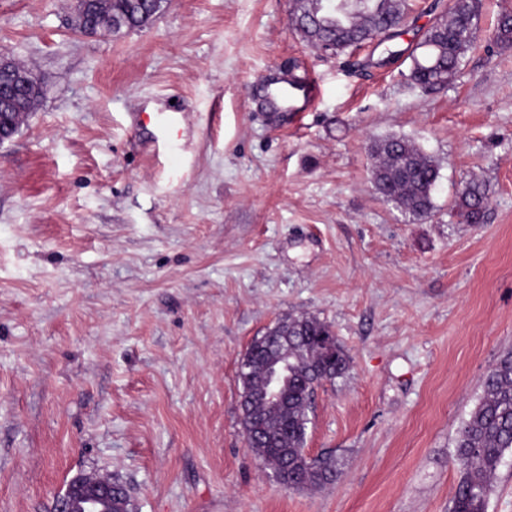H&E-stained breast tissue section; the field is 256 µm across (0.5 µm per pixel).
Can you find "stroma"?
I'll list each match as a JSON object with an SVG mask.
<instances>
[{
    "label": "stroma",
    "mask_w": 512,
    "mask_h": 512,
    "mask_svg": "<svg viewBox=\"0 0 512 512\" xmlns=\"http://www.w3.org/2000/svg\"><path fill=\"white\" fill-rule=\"evenodd\" d=\"M384 46L327 56L290 0H166L141 30L86 36L72 0H0V51L43 97L0 143V512H54L79 473L133 512H451L455 439L512 349V0H483L448 85L410 78L434 23L412 0ZM396 57H389V50ZM321 95L274 118L261 79L295 65ZM173 105L188 154L139 142ZM439 166L417 220L371 184L374 139ZM484 223L451 208L470 178ZM330 323L346 375L315 391L305 452L340 474L281 486L246 447L237 364L280 318Z\"/></svg>",
    "instance_id": "1"
}]
</instances>
